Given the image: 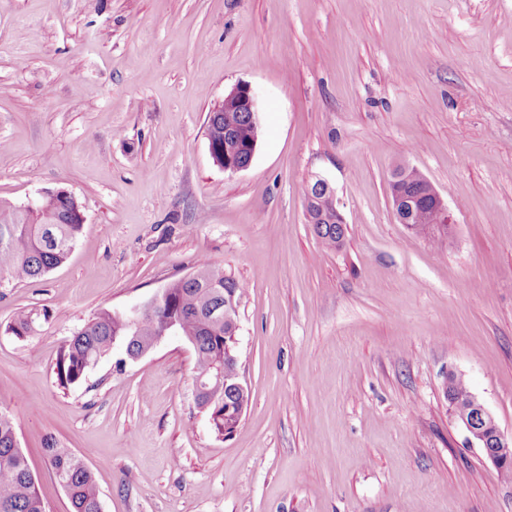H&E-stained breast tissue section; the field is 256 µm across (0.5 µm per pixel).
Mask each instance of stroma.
<instances>
[{
    "instance_id": "35a3bbf8",
    "label": "stroma",
    "mask_w": 512,
    "mask_h": 512,
    "mask_svg": "<svg viewBox=\"0 0 512 512\" xmlns=\"http://www.w3.org/2000/svg\"><path fill=\"white\" fill-rule=\"evenodd\" d=\"M239 84L262 134L229 174L207 114ZM401 166L447 236L398 222ZM318 175L337 250L306 220ZM57 190L84 216L70 257L0 282V412L47 512H72L50 439L85 455L103 512H512V474L446 397L461 376L512 435V0H0V200ZM204 257L247 287L231 436L198 413L180 336L59 386L75 331ZM404 174V180L402 187L406 194L417 199L414 207V211L411 217L410 225L416 231H425V227L428 225H440L441 228L437 229L440 235L448 234V224H452V217L444 205V202L440 195L436 192L434 187L429 190L428 196L426 197L427 185L425 177L415 169H400L395 175ZM394 175V176H395ZM426 198L430 201L431 207L435 209L441 220L448 224H432L433 214L428 204L425 203ZM448 217V218H447Z\"/></svg>"
}]
</instances>
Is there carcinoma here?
<instances>
[{"label": "carcinoma", "instance_id": "cac0c4a2", "mask_svg": "<svg viewBox=\"0 0 512 512\" xmlns=\"http://www.w3.org/2000/svg\"><path fill=\"white\" fill-rule=\"evenodd\" d=\"M212 143L248 159L245 145H258L260 123L250 112H211L208 115ZM402 187L417 199L411 217V227L423 231L432 224L433 214L426 204L428 182L415 169H400ZM315 234L329 247L340 248L346 225L332 220L327 210L315 208ZM83 229L74 204L60 194H49L33 207L19 208L0 201V276L27 281L43 277L63 264L71 254ZM244 293L241 282L219 270L206 259L196 270L168 284L165 299L140 315L129 325L126 314L109 310L98 312L73 334L62 347L56 364L59 385L66 388L85 379L88 370L112 350L116 339H125L126 352H135L141 343L163 333L169 322L180 321L181 335L194 345L195 374L206 376L216 367H224V379L233 382L240 374L237 351L224 359V334L231 329L234 313L228 320L217 321L224 314V296L240 300ZM36 317L31 311H20L11 323L10 331L17 337L35 331ZM236 403L239 397L198 394L195 405L209 419L213 432L224 435V428H235L234 416H224V400ZM47 456L58 482L66 490L73 512H101L102 505L95 478L83 457L66 448L47 444ZM0 512H45L36 489V482L27 459L18 446L13 419L0 413Z\"/></svg>", "mask_w": 512, "mask_h": 512}]
</instances>
